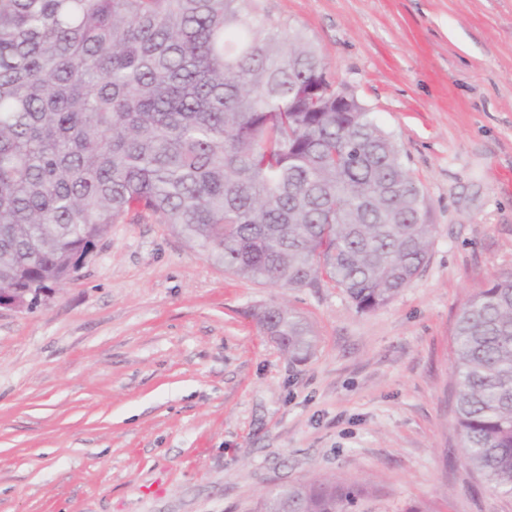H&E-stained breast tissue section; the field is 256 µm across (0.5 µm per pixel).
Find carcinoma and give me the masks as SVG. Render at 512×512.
Segmentation results:
<instances>
[{"instance_id": "carcinoma-1", "label": "carcinoma", "mask_w": 512, "mask_h": 512, "mask_svg": "<svg viewBox=\"0 0 512 512\" xmlns=\"http://www.w3.org/2000/svg\"><path fill=\"white\" fill-rule=\"evenodd\" d=\"M312 72L329 75L319 50L249 0H0V291L35 305L135 211L238 277L388 304L428 259L426 201L370 112L336 111L334 80L300 108ZM255 318L290 359L312 353L288 305ZM453 343L463 457L512 495V273L468 301ZM361 495L296 482L255 512Z\"/></svg>"}]
</instances>
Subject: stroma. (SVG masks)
Listing matches in <instances>:
<instances>
[{
	"label": "stroma",
	"mask_w": 512,
	"mask_h": 512,
	"mask_svg": "<svg viewBox=\"0 0 512 512\" xmlns=\"http://www.w3.org/2000/svg\"><path fill=\"white\" fill-rule=\"evenodd\" d=\"M402 149L433 226L389 304L225 273L167 225H113L77 276L0 311V512H252L319 475L355 512H512L461 457L452 333L512 272V0H253ZM284 302L291 361L251 316ZM257 323L267 336H277L281 350L292 360H304L315 347L309 323L287 304L266 306L255 313Z\"/></svg>",
	"instance_id": "1"
}]
</instances>
